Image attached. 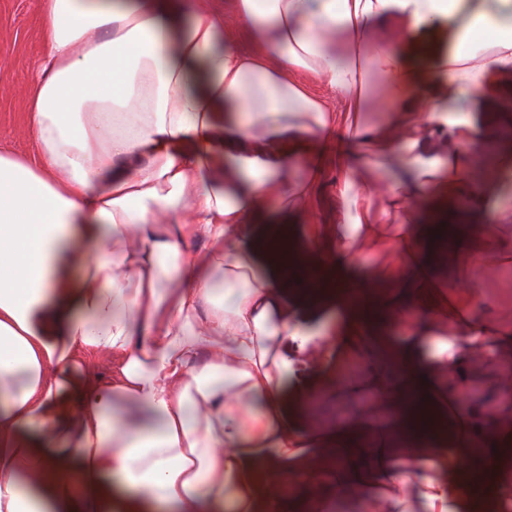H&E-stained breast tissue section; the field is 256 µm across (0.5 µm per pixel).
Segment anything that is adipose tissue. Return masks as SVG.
I'll use <instances>...</instances> for the list:
<instances>
[{
	"label": "adipose tissue",
	"mask_w": 512,
	"mask_h": 512,
	"mask_svg": "<svg viewBox=\"0 0 512 512\" xmlns=\"http://www.w3.org/2000/svg\"><path fill=\"white\" fill-rule=\"evenodd\" d=\"M233 3L38 0L31 147L0 150V512H512V323L486 284L512 232L412 221L425 197L512 221V0ZM340 128L372 151L301 251L347 287L303 302L269 243L310 209L291 163L317 171ZM443 250L467 263L447 294ZM484 375L490 412L464 398ZM316 387L369 401L317 430ZM414 393L448 436L414 432Z\"/></svg>",
	"instance_id": "adipose-tissue-1"
}]
</instances>
